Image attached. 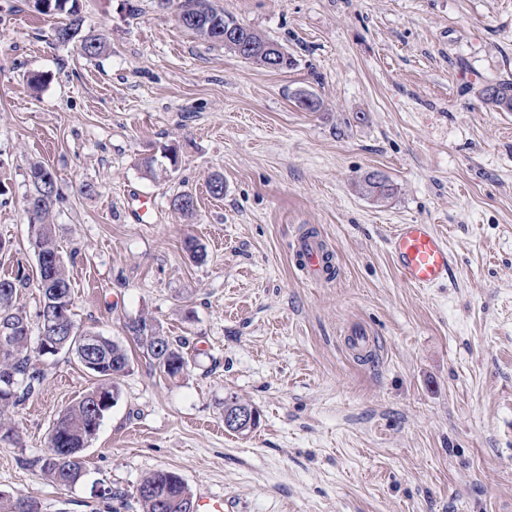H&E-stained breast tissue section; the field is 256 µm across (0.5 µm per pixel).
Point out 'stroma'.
Returning <instances> with one entry per match:
<instances>
[{"instance_id":"1","label":"stroma","mask_w":512,"mask_h":512,"mask_svg":"<svg viewBox=\"0 0 512 512\" xmlns=\"http://www.w3.org/2000/svg\"><path fill=\"white\" fill-rule=\"evenodd\" d=\"M215 2L291 67L199 39L173 0H79L106 39L93 60L52 42L34 0H0V276L24 271L35 315L24 208L42 163L77 325L129 345L126 323L145 316L188 359L170 378L131 350L62 491L35 461L96 380L72 355L41 358L40 392L12 415L19 443L0 440V493L41 512H141L137 484L167 469L225 512H512V112L481 94L512 82V0ZM372 171L388 199L363 190ZM181 191L193 218L171 205ZM136 194L157 200L150 223L128 214ZM397 224L446 236L448 283H401ZM302 230L334 253L330 283L298 270ZM352 324L376 337L375 362L342 349ZM230 397L259 410L249 435L225 429Z\"/></svg>"}]
</instances>
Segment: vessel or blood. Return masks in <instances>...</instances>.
I'll return each mask as SVG.
<instances>
[{
  "mask_svg": "<svg viewBox=\"0 0 512 512\" xmlns=\"http://www.w3.org/2000/svg\"><path fill=\"white\" fill-rule=\"evenodd\" d=\"M396 273L401 282L413 288H430L446 281L452 270L448 243L431 224H398L388 238ZM296 252L305 274L322 280L326 269L325 253L318 241L309 237L297 240ZM347 349L358 359L375 356L377 341L365 327L348 328L344 336Z\"/></svg>",
  "mask_w": 512,
  "mask_h": 512,
  "instance_id": "vessel-or-blood-1",
  "label": "vessel or blood"
}]
</instances>
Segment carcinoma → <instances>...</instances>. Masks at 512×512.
Returning a JSON list of instances; mask_svg holds the SVG:
<instances>
[{"label": "carcinoma", "mask_w": 512, "mask_h": 512, "mask_svg": "<svg viewBox=\"0 0 512 512\" xmlns=\"http://www.w3.org/2000/svg\"><path fill=\"white\" fill-rule=\"evenodd\" d=\"M51 6L38 10L45 15H63L65 20L57 22L52 29L53 40L59 44L76 43L80 53L93 58L105 48V40L99 34L82 31L77 0H50ZM192 15L185 29L201 39L224 45L235 52L237 48L224 42V29L237 21L217 8L212 0H189ZM239 41L251 46L245 59L266 66L264 48L273 41L247 28L238 27ZM484 101L504 112H512V83L502 82L486 86L482 90ZM29 192L26 205L34 206L30 215V237L36 258L60 254L55 225L48 217L59 200L54 173L35 163L27 173ZM363 189L380 199L391 195L387 181L378 182L370 173L363 179ZM171 205L185 217H193L196 200L193 194H177ZM27 286L25 275L0 279V316L6 315L13 324L7 346H0V428L9 414L26 399L40 390L45 378L44 371L33 361L28 351L31 339V324L27 313L17 305L18 290ZM37 288L40 293L36 318L49 322L51 326L75 324L73 319L72 286L64 259L47 266L39 273ZM134 342L144 355L150 358L160 372L176 377L183 372L188 361L182 343L166 336L160 326L146 317L126 325ZM93 350L94 367L89 373L96 377V385L68 406L56 419L49 435L48 452L36 460L43 475L60 488L75 486L84 475L82 449L87 447L90 427L105 413L93 406L91 394L102 391L110 396L120 394L117 379L122 376L130 362L124 345L110 337L95 335ZM139 486L142 493L137 496L142 512H189L193 494L185 480L173 471L156 470L145 475ZM0 512H41V505L34 499L18 498L0 494Z\"/></svg>", "instance_id": "obj_1"}]
</instances>
